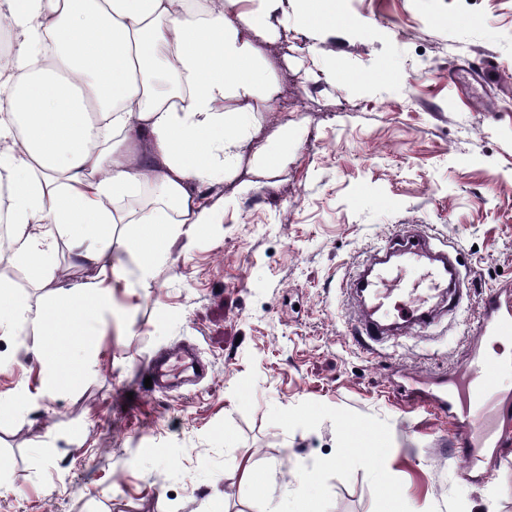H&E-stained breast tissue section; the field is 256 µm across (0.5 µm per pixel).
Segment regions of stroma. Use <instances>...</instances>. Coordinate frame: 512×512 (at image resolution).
Returning a JSON list of instances; mask_svg holds the SVG:
<instances>
[{
  "label": "stroma",
  "instance_id": "obj_1",
  "mask_svg": "<svg viewBox=\"0 0 512 512\" xmlns=\"http://www.w3.org/2000/svg\"><path fill=\"white\" fill-rule=\"evenodd\" d=\"M335 3L301 24L276 0L240 28L266 85L224 100L251 117L207 191L224 217L116 291L92 346L70 338L78 384L48 390L28 324L0 335V512H252L263 492L288 512H512V422L471 468L454 422L397 386L464 367L482 297L512 290V0ZM487 58L501 76L480 84ZM418 229L456 249L459 307L360 340L345 281ZM0 284L33 309L55 295L7 252ZM181 345L206 375L145 386Z\"/></svg>",
  "mask_w": 512,
  "mask_h": 512
}]
</instances>
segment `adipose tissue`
I'll return each instance as SVG.
<instances>
[{"instance_id": "1", "label": "adipose tissue", "mask_w": 512, "mask_h": 512, "mask_svg": "<svg viewBox=\"0 0 512 512\" xmlns=\"http://www.w3.org/2000/svg\"><path fill=\"white\" fill-rule=\"evenodd\" d=\"M0 0V212L10 250L31 279L53 280L59 245L95 277L61 287L37 310L0 309V332L18 314L47 333L35 354L51 385L85 370L59 343L85 335L110 303L125 255L149 287L175 244L190 248L201 225L218 223L200 188L222 183L235 129L227 96L249 98L265 75L238 20L258 25L272 0ZM134 225L122 235L120 227Z\"/></svg>"}]
</instances>
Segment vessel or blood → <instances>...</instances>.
<instances>
[{"label": "vessel or blood", "instance_id": "1", "mask_svg": "<svg viewBox=\"0 0 512 512\" xmlns=\"http://www.w3.org/2000/svg\"><path fill=\"white\" fill-rule=\"evenodd\" d=\"M456 274L450 252L433 249L424 234L386 241L349 283L362 303L359 334L379 340L389 330L428 323L433 316L427 305L431 293H448ZM477 330L480 351L462 370L437 381L435 391L419 398L420 403L458 421L457 443L465 450L472 444V418L485 425L486 444L497 447L502 443L499 421L512 415V397L503 394L495 381L501 368L500 345L512 342V299L491 290L481 303ZM191 367L186 355L174 350L156 357L151 371L163 378Z\"/></svg>", "mask_w": 512, "mask_h": 512}]
</instances>
